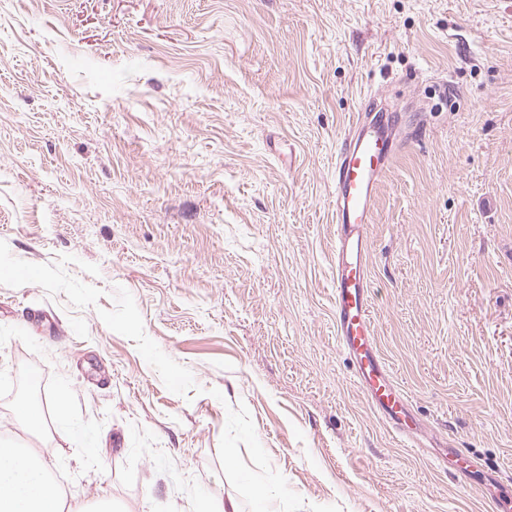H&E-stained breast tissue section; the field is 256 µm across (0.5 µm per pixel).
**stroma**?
I'll list each match as a JSON object with an SVG mask.
<instances>
[{"mask_svg":"<svg viewBox=\"0 0 512 512\" xmlns=\"http://www.w3.org/2000/svg\"><path fill=\"white\" fill-rule=\"evenodd\" d=\"M370 94L402 109L370 279L410 442L332 309L333 167ZM0 438L90 512H256L259 488L266 512H493L512 0H0Z\"/></svg>","mask_w":512,"mask_h":512,"instance_id":"stroma-1","label":"stroma"}]
</instances>
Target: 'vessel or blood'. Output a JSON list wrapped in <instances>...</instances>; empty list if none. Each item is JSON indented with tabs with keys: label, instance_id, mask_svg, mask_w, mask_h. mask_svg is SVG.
<instances>
[{
	"label": "vessel or blood",
	"instance_id": "b4317fda",
	"mask_svg": "<svg viewBox=\"0 0 512 512\" xmlns=\"http://www.w3.org/2000/svg\"><path fill=\"white\" fill-rule=\"evenodd\" d=\"M400 129L399 112L371 99L356 112L344 134L331 184L336 226L332 290L336 340L354 367V381L378 417L405 439L416 419L378 351L369 235L376 190L398 153Z\"/></svg>",
	"mask_w": 512,
	"mask_h": 512
}]
</instances>
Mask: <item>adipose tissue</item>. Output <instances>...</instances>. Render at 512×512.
Listing matches in <instances>:
<instances>
[{
  "label": "adipose tissue",
  "instance_id": "obj_1",
  "mask_svg": "<svg viewBox=\"0 0 512 512\" xmlns=\"http://www.w3.org/2000/svg\"><path fill=\"white\" fill-rule=\"evenodd\" d=\"M0 512H64L31 449L0 441Z\"/></svg>",
  "mask_w": 512,
  "mask_h": 512
}]
</instances>
